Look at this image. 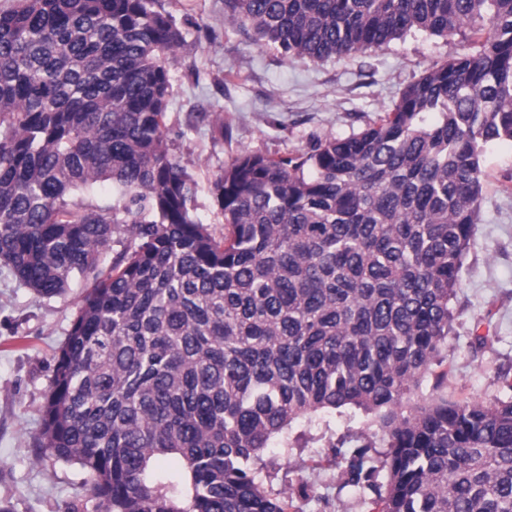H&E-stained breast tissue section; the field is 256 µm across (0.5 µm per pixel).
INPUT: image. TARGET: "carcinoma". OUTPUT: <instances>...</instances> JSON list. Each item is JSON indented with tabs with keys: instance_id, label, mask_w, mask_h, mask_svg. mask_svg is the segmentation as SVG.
<instances>
[{
	"instance_id": "obj_1",
	"label": "carcinoma",
	"mask_w": 512,
	"mask_h": 512,
	"mask_svg": "<svg viewBox=\"0 0 512 512\" xmlns=\"http://www.w3.org/2000/svg\"><path fill=\"white\" fill-rule=\"evenodd\" d=\"M156 2L0 12V266L44 299L90 284L39 455L79 463L102 512H289L265 449L351 408L385 441L344 459L342 487L371 512H512V397L453 399L434 374L482 150L512 141V0H225L285 58L367 54L414 31L474 51L358 132L235 156L214 182L222 234L193 214L196 184L168 146L185 38ZM104 182L122 205L97 202ZM121 224L129 242L108 262Z\"/></svg>"
}]
</instances>
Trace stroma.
<instances>
[{
	"label": "stroma",
	"mask_w": 512,
	"mask_h": 512,
	"mask_svg": "<svg viewBox=\"0 0 512 512\" xmlns=\"http://www.w3.org/2000/svg\"><path fill=\"white\" fill-rule=\"evenodd\" d=\"M186 47L171 65L167 140L196 183L191 208L224 229L213 182L242 151L292 156L320 141L363 129L392 109L402 89L434 63L471 51L460 37L414 32L373 53L327 62L283 57L252 30L229 24L224 0H158ZM223 129H216V121ZM478 221L452 302L453 330L440 366L450 397L491 404L506 398L499 376L512 372V141L488 144ZM83 285L45 300L0 268V512H101L79 464L37 456L34 437L57 350ZM488 337L481 349L475 336ZM304 448L274 439L263 454L281 489L305 479L319 498L294 499V512H367L359 495L340 490L342 456L357 444L382 449V433L360 412L316 414Z\"/></svg>",
	"instance_id": "obj_1"
}]
</instances>
